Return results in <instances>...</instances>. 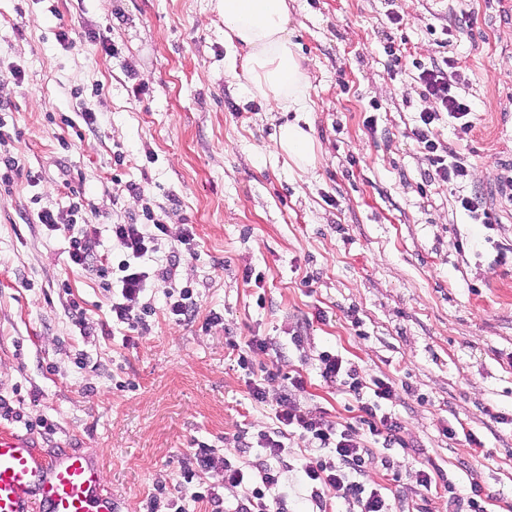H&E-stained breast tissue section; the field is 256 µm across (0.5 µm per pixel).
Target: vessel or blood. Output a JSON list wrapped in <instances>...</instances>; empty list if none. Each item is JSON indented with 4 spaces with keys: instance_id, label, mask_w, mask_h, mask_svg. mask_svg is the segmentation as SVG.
<instances>
[{
    "instance_id": "b4317fda",
    "label": "vessel or blood",
    "mask_w": 512,
    "mask_h": 512,
    "mask_svg": "<svg viewBox=\"0 0 512 512\" xmlns=\"http://www.w3.org/2000/svg\"><path fill=\"white\" fill-rule=\"evenodd\" d=\"M0 512H115L99 464L69 448L41 450L30 435L0 428Z\"/></svg>"
}]
</instances>
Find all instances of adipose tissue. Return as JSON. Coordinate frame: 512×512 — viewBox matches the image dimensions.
<instances>
[{"mask_svg": "<svg viewBox=\"0 0 512 512\" xmlns=\"http://www.w3.org/2000/svg\"><path fill=\"white\" fill-rule=\"evenodd\" d=\"M288 0H224V35L245 52L248 98L273 102L286 112L310 109L305 66L288 38ZM276 145L299 169L311 167L315 145L299 123L280 126Z\"/></svg>", "mask_w": 512, "mask_h": 512, "instance_id": "adipose-tissue-1", "label": "adipose tissue"}]
</instances>
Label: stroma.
I'll return each mask as SVG.
<instances>
[{
    "label": "stroma",
    "mask_w": 512,
    "mask_h": 512,
    "mask_svg": "<svg viewBox=\"0 0 512 512\" xmlns=\"http://www.w3.org/2000/svg\"><path fill=\"white\" fill-rule=\"evenodd\" d=\"M288 6L316 146L304 171L275 145L295 113L240 93L243 61L224 39L222 0H0V100L9 105L0 159L17 165L0 189V395L24 416L9 426L44 451L89 454L118 512H147L195 442L221 450L238 431L271 427L279 386L255 402L228 346L256 336L269 351L255 362L300 374V405L329 421H354L358 410L342 385L321 377V352L352 363L364 385L395 384L391 410L408 446L389 455L402 478L370 473L395 512H415L423 499L429 512H448L443 489L416 490V471L430 464L458 493L480 483L486 512H505L512 201L495 183L501 165H512V0ZM394 13L401 23L390 22ZM464 13L476 16L473 28L459 27ZM63 29L73 43L58 39ZM448 58L464 79L473 130L462 134L444 113L433 128L472 166L459 185L430 181L412 136L433 106L419 69ZM75 190L85 200L79 220L101 225L98 250L114 263L123 251L110 225L143 222L147 210L171 236L192 225L196 250L175 279L194 291L195 320L171 322L153 288L150 335L112 322L108 292L68 267L63 234L36 222L39 209H68ZM472 194L494 209L493 227L460 208L458 197ZM64 278L107 335H75ZM213 311L224 324L204 329ZM41 418L53 432L36 427ZM290 446L281 477L288 512H311L301 465L312 446L298 435Z\"/></svg>",
    "instance_id": "stroma-1"
}]
</instances>
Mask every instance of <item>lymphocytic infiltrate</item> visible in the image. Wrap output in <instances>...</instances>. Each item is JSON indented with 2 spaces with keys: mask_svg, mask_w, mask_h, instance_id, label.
<instances>
[{
  "mask_svg": "<svg viewBox=\"0 0 512 512\" xmlns=\"http://www.w3.org/2000/svg\"><path fill=\"white\" fill-rule=\"evenodd\" d=\"M418 79L422 97L434 100L437 105L436 111L421 113V124L413 131L426 152L430 165L428 176L433 181L460 184L471 174L468 160L456 151L440 148L432 125L444 112L459 122L461 130H471V107L457 90L461 76L434 66L422 68ZM37 221L45 230L67 234L69 265L91 273L101 288L112 291L110 311L117 322L126 324L138 335L149 334L155 307L146 291L155 284L164 290L169 319L178 324L195 319L197 302L193 291L177 286L172 265L174 259L191 252L192 231L170 237L167 225L157 219L149 224L112 225V237L123 250L122 260L112 266L96 249L97 225L77 223L73 216L47 208L38 211ZM165 239L170 242L171 264L145 268L142 258L157 251ZM319 361L324 381L340 383L355 399L360 411L358 424L333 423L325 419L323 412L302 409L295 395L303 391L304 381L298 376L289 377L268 430L253 438L235 434V451L221 456L215 454L211 445L198 444L182 467L177 485L167 493L172 512H184L182 502L188 496L217 510L221 508L223 495L214 486L200 481L202 473L214 469L223 470L225 483L240 490L233 512H288V495L280 489L281 475L288 466V442L297 434L307 437L317 449L316 455L302 466L315 512H327L336 492L348 502L351 512H393L390 501L371 484L368 474L377 467L393 469L394 463L388 457H377L366 441L373 438L388 448L405 447L401 435L403 425L386 409L389 402L397 399V390L391 382L377 379L373 382L372 395L364 396L363 384L350 363L328 351L320 353ZM242 448L256 449L254 460H241L238 451Z\"/></svg>",
  "mask_w": 512,
  "mask_h": 512,
  "instance_id": "lymphocytic-infiltrate-1",
  "label": "lymphocytic infiltrate"
}]
</instances>
